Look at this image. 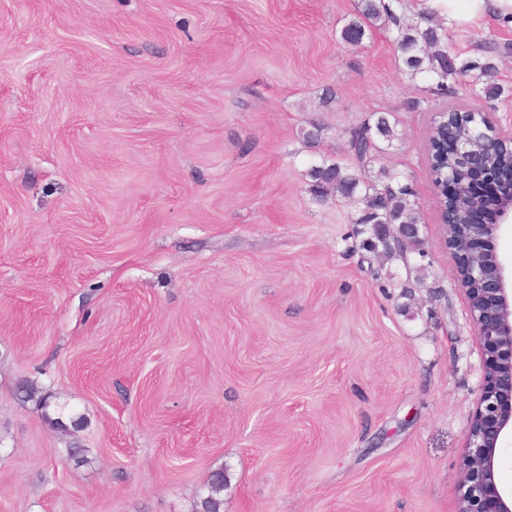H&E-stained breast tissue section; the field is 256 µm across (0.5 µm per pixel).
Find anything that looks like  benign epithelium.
I'll use <instances>...</instances> for the list:
<instances>
[{"label": "benign epithelium", "mask_w": 512, "mask_h": 512, "mask_svg": "<svg viewBox=\"0 0 512 512\" xmlns=\"http://www.w3.org/2000/svg\"><path fill=\"white\" fill-rule=\"evenodd\" d=\"M463 131L453 137L457 158L490 169L499 147L512 143V123L495 112H456ZM442 183L456 203L459 223L444 226L457 263V287L469 302L484 369L467 451L462 463L458 512H512V492L496 480L502 445L512 438V269L499 259L497 241L512 224V190L500 195L492 222L480 223L482 207L473 186L444 170Z\"/></svg>", "instance_id": "benign-epithelium-1"}]
</instances>
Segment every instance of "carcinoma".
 Wrapping results in <instances>:
<instances>
[{"mask_svg": "<svg viewBox=\"0 0 512 512\" xmlns=\"http://www.w3.org/2000/svg\"><path fill=\"white\" fill-rule=\"evenodd\" d=\"M398 0H361L357 19L341 30V39L360 41L367 31L380 25L391 35L394 52L402 72L412 81L428 83V92L437 100H446L465 87L480 96L486 108L494 111L497 102L512 97V87L495 80L498 58L503 48L493 38L483 40L479 53L463 55L448 48V30L436 20L437 11L423 7L418 21L405 20L397 9ZM397 122L391 112H377L349 130L348 146L352 171L336 160L322 158L311 166L310 193L318 201L336 196L358 204L353 223L371 226L362 247L392 260L409 265L408 254L418 250L419 230L417 201L412 186L405 179L381 172L370 176L369 165L383 144L397 138ZM16 393L24 401L47 406L48 396L34 382L20 380ZM227 479L224 468L211 472L205 493L195 502L193 512H224L223 492Z\"/></svg>", "mask_w": 512, "mask_h": 512, "instance_id": "carcinoma-1", "label": "carcinoma"}]
</instances>
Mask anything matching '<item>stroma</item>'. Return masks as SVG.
<instances>
[{
	"label": "stroma",
	"instance_id": "1",
	"mask_svg": "<svg viewBox=\"0 0 512 512\" xmlns=\"http://www.w3.org/2000/svg\"><path fill=\"white\" fill-rule=\"evenodd\" d=\"M358 3L0 0V512H191L218 468L224 512H457L483 369L437 108L387 32L341 40ZM437 9L452 50L512 43ZM377 111L398 137L372 167L418 202L407 267L309 192Z\"/></svg>",
	"mask_w": 512,
	"mask_h": 512
}]
</instances>
